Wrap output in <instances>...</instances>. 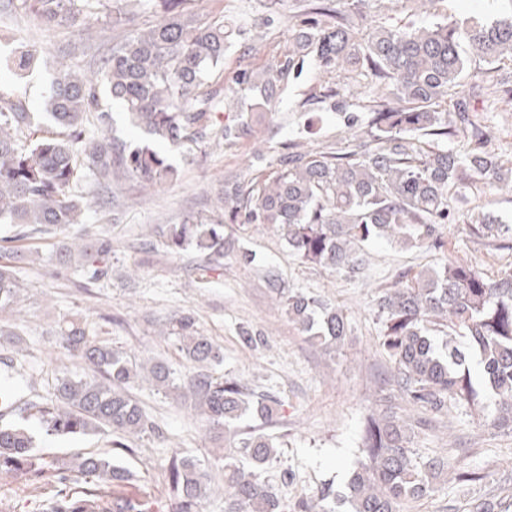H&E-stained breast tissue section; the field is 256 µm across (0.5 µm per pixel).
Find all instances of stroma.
Instances as JSON below:
<instances>
[{
  "mask_svg": "<svg viewBox=\"0 0 512 512\" xmlns=\"http://www.w3.org/2000/svg\"><path fill=\"white\" fill-rule=\"evenodd\" d=\"M307 2L296 0L293 11L278 14L269 12L268 0H194L192 7L200 15L233 17L245 30L225 51L224 71L214 80L225 98L222 121L237 117L236 74L261 72L287 52L295 17ZM0 22L44 48L38 65L10 84L35 112L43 107L61 50L71 49L73 64L82 69L110 47L106 41H80L67 28L37 26L22 0H13L10 11L0 13ZM470 72L464 88L467 100L486 110L492 146L502 160L512 163V112L487 111L479 91L486 82L512 79V63H501L493 71L477 60ZM331 83L315 63H306L302 74L290 80L266 110L254 113L252 136L221 145L201 143L187 158L178 150H168L178 177L155 187L149 199H142L139 183L115 186L111 204L92 209L85 218L89 238L112 242L107 276L93 280L80 270L57 272L60 235L29 242L30 257L15 267L23 288L4 315L22 331L19 344L0 345V357L15 366L8 384L22 388L31 382L47 396L57 378L85 373V365L66 355L54 336L57 324L75 313L82 314L91 335L103 342L141 360L162 358L180 378H187L192 366L181 357L175 339L163 333L170 318L186 315L221 347L223 360L216 373L241 379L255 392L277 398V411L264 430L278 438L280 456L264 478L283 504L312 497L327 483L342 490L360 455L367 416L387 408L390 367L380 346L381 327L372 312L377 287L391 285L404 268L434 266L448 258L479 265L494 275L512 262V253H492L450 226L445 230L444 254L406 250L388 241L372 244L371 278L361 281L301 264L268 225L230 224L224 229L236 247L253 251L256 260L250 265L243 264L235 250L217 261L207 260L191 246L168 251L158 233L162 224H188L199 218L217 222L216 198L225 179L248 181L269 175L283 156L296 149L315 152L347 145L352 135L343 114L366 105L365 93L374 78L363 73L341 109L333 100L311 98L313 87ZM271 272L285 287L313 292L346 313L351 334L340 348L325 351L307 342L269 291ZM244 326L261 333L263 344L244 345L239 337ZM133 393L162 435L136 440V455L126 459L136 477L123 488V496L150 503L154 512H174L165 478L174 448L199 458L213 481L223 483L224 471L214 463L219 432L200 418L192 398L145 384ZM415 448L421 456H436L452 466L460 456H467L485 478L468 486L437 482L428 497L410 504L405 512H466L468 500L498 495L501 474L512 471V434L497 432L463 413L450 418L425 415L416 430ZM111 450L108 432L46 437L37 448L47 462L74 452Z\"/></svg>",
  "mask_w": 512,
  "mask_h": 512,
  "instance_id": "35a3bbf8",
  "label": "stroma"
}]
</instances>
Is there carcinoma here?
I'll return each instance as SVG.
<instances>
[{"label": "carcinoma", "mask_w": 512, "mask_h": 512, "mask_svg": "<svg viewBox=\"0 0 512 512\" xmlns=\"http://www.w3.org/2000/svg\"><path fill=\"white\" fill-rule=\"evenodd\" d=\"M106 2L23 0L39 24L78 30L88 41L97 34L90 16ZM186 2L117 0L116 23L126 35L112 43L96 70L80 73L58 62L46 100L54 131L45 136L32 138L33 112L26 101L0 92V224L16 228L14 236L0 240L1 314L12 309L19 288L13 266L23 252L19 242L81 224L97 204L76 193V186L89 180L110 191L129 179L151 189L175 174L162 152L109 133L111 115L100 109L102 97L119 102L134 127L173 148L250 134L243 114L233 124L221 123L224 98L208 89L211 78L224 72V51L240 28L225 16L204 20ZM342 2L339 10L304 11L288 53L259 74L242 73L238 84L252 98L269 101L307 60L327 75L367 70L375 76L374 105L363 118L344 113L346 128L361 127L362 137L344 150L293 152L261 180H225L217 198L224 223L178 224L170 229L168 249L181 250L190 241L210 258L235 249L251 264L255 254L235 248L224 225L267 224L300 262L360 279L369 272L372 241L443 251V229L453 220L454 204L467 202L473 186L505 185L512 191V167L498 160L486 126L461 101L472 59L489 65L512 61V8L402 29L374 27L361 35L356 20L365 0ZM145 13L158 20L140 24ZM0 41L14 46L1 63L22 70L37 60L14 31L0 27ZM506 84L488 85L486 95L509 112L512 88ZM459 135L475 140L465 154L448 147V139ZM462 230L492 251L512 250V222L497 215L481 213ZM111 251L104 239L92 248L62 241L57 263L63 269L90 268L97 280ZM267 282L310 344L341 347L351 327L339 307L283 288L274 274ZM373 313L383 327L391 386L406 404L441 416L477 410L493 429L512 433L511 265L494 277L452 260L437 269L406 268L377 292ZM165 334L175 335L178 350L195 368L187 381L195 408L229 436L217 458L224 469V512H284L274 487L262 478L277 460L279 445L258 426L239 425L245 416L270 419L278 401L255 394L238 378L214 375L220 350L191 317L176 319ZM57 335L89 373L59 378L49 397L31 386L21 401L0 388V475L53 477L54 489L35 512H153L147 503L119 494L134 478L122 462L136 453L129 438L156 433L130 389L146 383L177 391L175 371L162 359L137 362L99 342L77 316L63 321ZM33 417L47 436L110 431L112 455L81 453L48 464L34 452ZM415 438V426L400 412L369 415L345 491L338 494L327 484L296 502L292 512H335L326 507L330 500L347 506L346 512H404L450 475L458 484L483 480V473L465 465L451 468L442 459L419 456ZM166 480L176 512H202L211 478L197 459L171 450Z\"/></svg>", "instance_id": "obj_1"}]
</instances>
